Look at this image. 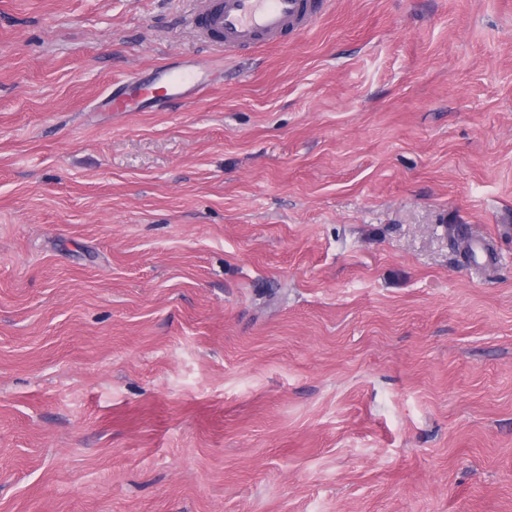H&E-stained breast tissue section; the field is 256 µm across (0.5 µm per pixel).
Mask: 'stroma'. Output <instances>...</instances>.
I'll return each mask as SVG.
<instances>
[{"instance_id":"1","label":"stroma","mask_w":512,"mask_h":512,"mask_svg":"<svg viewBox=\"0 0 512 512\" xmlns=\"http://www.w3.org/2000/svg\"><path fill=\"white\" fill-rule=\"evenodd\" d=\"M199 2L0 0V512H512V0ZM329 0H209L190 17L205 39L226 53L249 52L308 27ZM211 85L204 69L184 63H169L150 73H137L112 85L102 105L112 112H132L137 104L149 103L156 111L174 102L201 97Z\"/></svg>"}]
</instances>
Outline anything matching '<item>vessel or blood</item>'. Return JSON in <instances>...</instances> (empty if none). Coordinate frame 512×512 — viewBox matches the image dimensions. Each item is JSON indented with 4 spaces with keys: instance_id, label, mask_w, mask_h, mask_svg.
<instances>
[{
    "instance_id": "1",
    "label": "vessel or blood",
    "mask_w": 512,
    "mask_h": 512,
    "mask_svg": "<svg viewBox=\"0 0 512 512\" xmlns=\"http://www.w3.org/2000/svg\"><path fill=\"white\" fill-rule=\"evenodd\" d=\"M328 2L208 0L202 11L192 14L190 22L205 39L219 44L225 52L242 54L305 29L326 9ZM210 84L204 69L169 63L114 83L102 104L115 112H131L148 103L160 111L168 104L201 97Z\"/></svg>"
}]
</instances>
